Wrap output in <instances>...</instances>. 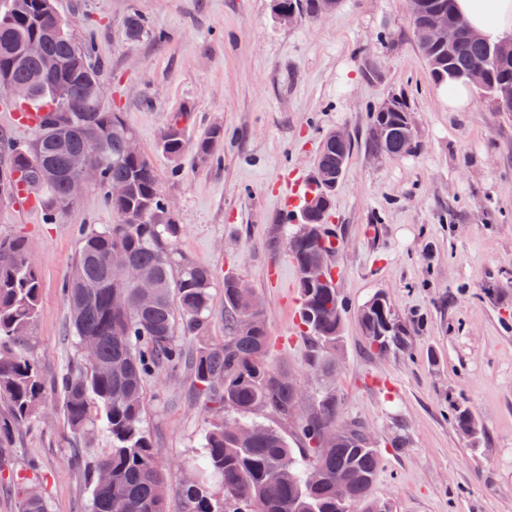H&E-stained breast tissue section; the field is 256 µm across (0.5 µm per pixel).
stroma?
Segmentation results:
<instances>
[{
    "label": "stroma",
    "instance_id": "1",
    "mask_svg": "<svg viewBox=\"0 0 512 512\" xmlns=\"http://www.w3.org/2000/svg\"><path fill=\"white\" fill-rule=\"evenodd\" d=\"M54 7L76 40L93 42L103 104L156 167L181 228L179 252L213 274L208 332L187 350L223 342L224 276L234 274L259 301L270 360L300 382L304 409L327 391L343 419L371 429L381 458L372 494L391 512H512V112L479 94L471 111H449L405 0H339L329 15L290 26L276 22L272 0ZM133 12L161 40L127 42ZM392 97L414 116L416 146L377 162L370 116ZM178 114L191 138L223 128L212 161L161 151L160 132ZM334 129L353 144L329 214L347 314L324 375L299 327V271L269 239ZM116 221L94 182L51 222L42 207L0 200V237L25 239L39 269L40 315L26 348L46 381L82 363L61 295L79 229ZM378 294L410 329L405 351L379 354L366 343L358 313ZM460 408L481 426L479 444L455 427ZM212 417L189 372L147 382L144 425L170 469L169 512H185L179 486ZM109 446L102 432L73 439L50 390L4 454L10 475L27 477L50 512H87L91 482L72 458L79 451L90 462Z\"/></svg>",
    "mask_w": 512,
    "mask_h": 512
}]
</instances>
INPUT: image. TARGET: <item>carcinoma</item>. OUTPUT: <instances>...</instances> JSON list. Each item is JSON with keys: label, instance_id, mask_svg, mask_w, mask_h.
Returning <instances> with one entry per match:
<instances>
[{"label": "carcinoma", "instance_id": "obj_1", "mask_svg": "<svg viewBox=\"0 0 512 512\" xmlns=\"http://www.w3.org/2000/svg\"><path fill=\"white\" fill-rule=\"evenodd\" d=\"M279 12L321 16L323 0H274ZM53 0H7L0 10V79L31 89L19 105L48 116L27 144L8 143L9 164L0 169V199L18 186L32 187L51 218L71 208L73 173L69 157L87 152L95 161L97 183L117 222L102 229L80 230V244L62 287L78 349L91 341L95 358L62 373L54 382L75 438L103 430L111 448L91 467L89 512H168L169 478L144 426V389L158 373L189 369L199 395L214 406L216 417L200 439V453L190 480L180 485L186 512H390L371 490L380 459L374 442L358 421L339 419L336 397L321 396L306 420L295 423L302 447L293 448L278 427L251 419L266 412L288 422L296 389L288 371L271 365L270 338L249 288L239 278H224V343L205 346L191 355L178 337L205 335L212 314L210 269L184 258L174 249L180 225L167 211L169 203L149 157L132 156V132L118 112L106 110L99 85L100 65L92 59L91 43L75 41L64 20H55ZM442 11L460 23L454 0H423L412 22L420 38L432 14ZM126 39L162 38L138 13L129 15ZM436 81L465 79L497 101L500 88L512 86V57L498 58L491 45L461 38L451 48L419 47ZM64 82V101L53 86ZM408 107L397 99L394 108L377 107L369 128L370 148L390 158L407 154L414 134L407 128ZM224 130L208 129L193 143L199 160L214 157ZM188 142L179 119L162 131L159 147L178 160ZM351 141L325 139L316 160L315 189L300 210V219L320 226L319 208L332 204L336 168L348 160ZM127 187L114 197L112 185ZM325 234L296 242L292 258L308 267L310 279L299 281L300 320L311 340V362L328 369L326 358L336 352L343 319L336 317V288L331 271L321 270L323 256L333 254ZM135 264L153 283L151 296L139 307L120 309L116 298L132 302L136 290L112 282L107 258ZM41 278L25 240L0 238V446L37 410L47 383L36 360L21 348L40 312ZM368 346L384 353L407 348L409 329L394 321L389 302L376 297L360 311ZM455 426L479 442L471 412L456 410ZM319 469V479H310ZM19 512H49L47 502L29 497V486L16 481Z\"/></svg>", "mask_w": 512, "mask_h": 512}]
</instances>
